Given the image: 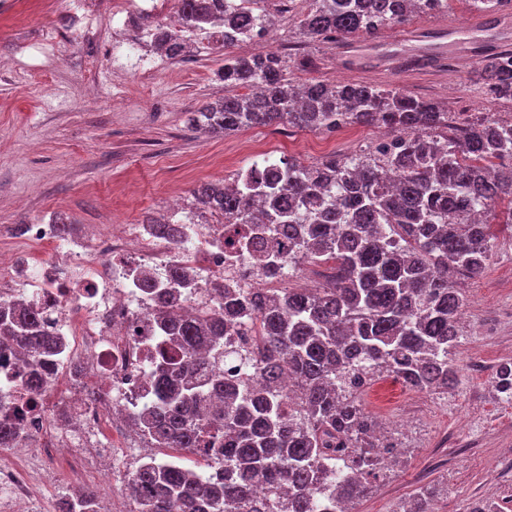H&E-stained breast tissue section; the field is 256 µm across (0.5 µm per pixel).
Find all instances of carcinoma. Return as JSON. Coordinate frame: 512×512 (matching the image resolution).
I'll use <instances>...</instances> for the list:
<instances>
[{"instance_id": "cac0c4a2", "label": "carcinoma", "mask_w": 512, "mask_h": 512, "mask_svg": "<svg viewBox=\"0 0 512 512\" xmlns=\"http://www.w3.org/2000/svg\"><path fill=\"white\" fill-rule=\"evenodd\" d=\"M179 0L184 28L221 25L219 76L233 93L187 115L190 128L224 136L286 123L314 132L346 125L385 127L392 139L373 152L319 164L279 159L242 168L192 191L196 209L227 223L262 224L288 242L294 263L329 264L326 288H274L224 295V311L193 319L161 318L177 350L161 352L151 372L153 399L130 416L155 448L178 455L143 462L129 480L132 512H349L366 497L399 448L377 435L379 424L360 400L363 387L386 374L406 386L448 392L457 380L452 351L467 298L457 279L486 268L495 225L512 231V119L453 122L440 104L397 87L327 84L286 77L275 52L230 49L269 26L266 0L235 4ZM299 20L308 41L357 40L448 9L449 0H309ZM479 12H506L512 0H465ZM157 41L170 58L184 53L177 37ZM484 91L512 104V51L485 60ZM162 239L182 236L177 222L143 220ZM260 234L248 247L264 254L271 276L280 258ZM255 315L248 353L224 349V331L240 312ZM33 309L0 303V346L27 352L36 366L53 341L38 334ZM256 366L259 388L213 374L204 364ZM295 383L284 392L283 378ZM498 397L512 403V362L493 374ZM224 457V480L182 465L180 454ZM266 493L258 500L252 487ZM434 491L422 488L397 512H433ZM91 490L69 498L65 512H98Z\"/></svg>"}]
</instances>
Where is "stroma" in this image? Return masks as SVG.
<instances>
[{"instance_id": "obj_1", "label": "stroma", "mask_w": 512, "mask_h": 512, "mask_svg": "<svg viewBox=\"0 0 512 512\" xmlns=\"http://www.w3.org/2000/svg\"><path fill=\"white\" fill-rule=\"evenodd\" d=\"M304 4L278 14L273 40L293 81L317 79L397 86L434 100L455 116L512 117V110L485 95L481 59L453 61V44L441 77L383 75L386 60L409 61L431 39L400 41L399 27L370 52L362 68L336 58L335 42H301ZM16 0H0V250L27 257L37 245L18 233L22 224H43L53 214L67 217L74 234L96 240L112 224H137L166 213L171 197L192 207V189L218 181L247 165L257 153L314 164L368 152L387 138L386 129L354 125L311 132L285 124L258 126L223 137L189 128L186 116L207 102L224 99L217 74L224 62L218 34L190 37L191 49L177 59L157 58L150 81L139 75V58H156L147 30L169 25L165 15L141 11L131 0L130 19H112L105 0H47L15 23ZM139 38L138 57L116 46L120 34ZM123 84V98L114 95ZM468 296L462 337L453 358L457 386L447 394L410 389L383 376L364 389V407L385 435L404 450L357 512H393L416 488L438 482L439 512H468L478 496L512 494V467L503 458L512 448V404L488 388L494 367L512 360V238H499L485 271L464 280ZM112 467L74 465L62 453L52 471L37 470L34 491L43 512H57L66 493L90 488L111 495L124 481L132 451L121 431L112 433Z\"/></svg>"}]
</instances>
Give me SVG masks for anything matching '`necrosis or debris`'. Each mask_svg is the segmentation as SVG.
Here are the masks:
<instances>
[{
  "label": "necrosis or debris",
  "mask_w": 512,
  "mask_h": 512,
  "mask_svg": "<svg viewBox=\"0 0 512 512\" xmlns=\"http://www.w3.org/2000/svg\"><path fill=\"white\" fill-rule=\"evenodd\" d=\"M226 230L217 220L191 224L176 246L129 224L109 234L100 244L101 257L93 258L66 247L57 225H27L28 239L52 252L26 264L0 262V278L9 280L0 289V302L25 293L43 315L40 331L63 348L42 356V388L36 394L26 388L22 355L0 349V409L16 426L14 454L47 459L70 448L98 464L110 461L111 449L98 443L103 429L118 426L151 400L153 353L168 341L155 313L170 302L186 318L202 309L221 310L224 298L213 291L217 283L274 287L252 254L228 251ZM180 265L201 268V278L176 285L166 273ZM145 266L164 275L149 292L140 286Z\"/></svg>",
  "instance_id": "1"
}]
</instances>
